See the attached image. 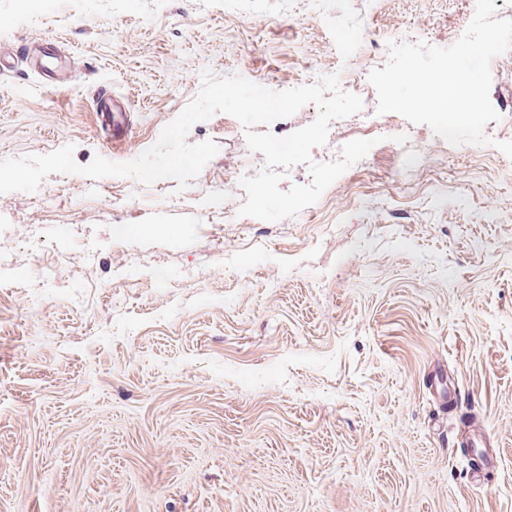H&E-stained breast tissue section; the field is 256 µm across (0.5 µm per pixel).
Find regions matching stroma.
<instances>
[{
    "mask_svg": "<svg viewBox=\"0 0 512 512\" xmlns=\"http://www.w3.org/2000/svg\"><path fill=\"white\" fill-rule=\"evenodd\" d=\"M300 2L0 0V45L55 42L71 75L0 74V159L128 162L203 70L344 78L364 28L373 54L411 27L451 46L472 19L468 0H322L336 24L315 28ZM491 70L485 133L509 141L512 50ZM104 89L129 98L115 147ZM362 100L325 148L374 145L310 218L225 212L245 146L223 112L188 133L218 152L187 187L55 173L0 194V512H512V159L423 124L403 155Z\"/></svg>",
    "mask_w": 512,
    "mask_h": 512,
    "instance_id": "stroma-1",
    "label": "stroma"
}]
</instances>
